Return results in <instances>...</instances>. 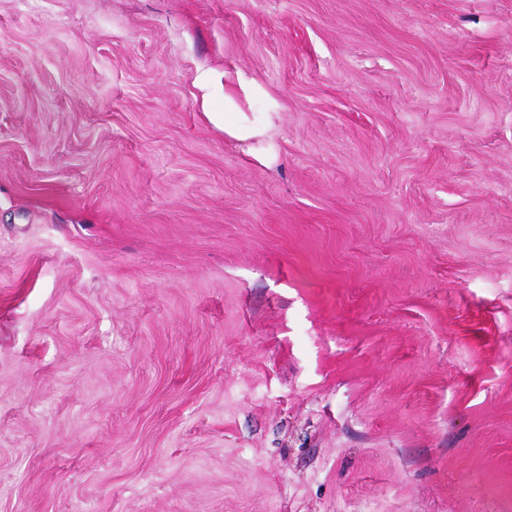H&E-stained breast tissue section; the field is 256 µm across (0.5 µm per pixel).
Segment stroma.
<instances>
[{
    "label": "stroma",
    "instance_id": "stroma-1",
    "mask_svg": "<svg viewBox=\"0 0 512 512\" xmlns=\"http://www.w3.org/2000/svg\"><path fill=\"white\" fill-rule=\"evenodd\" d=\"M0 512H512V0H0ZM228 75L224 72V112H205L213 126L224 131V135L238 140L262 137L265 127L252 124L244 112L235 111V103L226 92Z\"/></svg>",
    "mask_w": 512,
    "mask_h": 512
}]
</instances>
